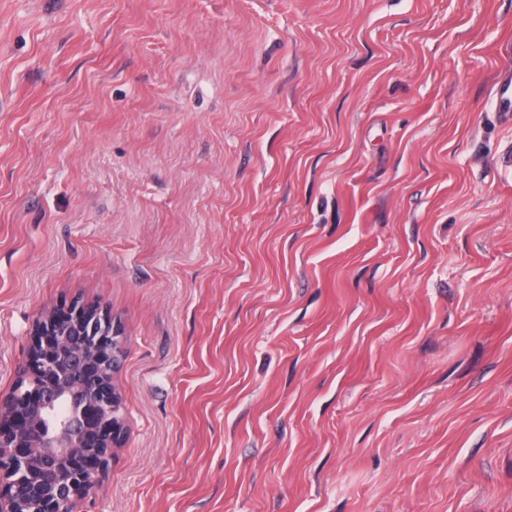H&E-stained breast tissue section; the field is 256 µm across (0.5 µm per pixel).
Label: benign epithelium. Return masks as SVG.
I'll return each mask as SVG.
<instances>
[{"instance_id":"7a95c632","label":"benign epithelium","mask_w":512,"mask_h":512,"mask_svg":"<svg viewBox=\"0 0 512 512\" xmlns=\"http://www.w3.org/2000/svg\"><path fill=\"white\" fill-rule=\"evenodd\" d=\"M32 336L23 382L0 404V512L23 490L39 512H66L120 447L123 420L104 412L118 392L95 365L122 359V333L106 311L72 303L40 315Z\"/></svg>"}]
</instances>
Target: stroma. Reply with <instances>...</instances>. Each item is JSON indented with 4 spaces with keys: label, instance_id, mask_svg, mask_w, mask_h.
Segmentation results:
<instances>
[{
    "label": "stroma",
    "instance_id": "stroma-1",
    "mask_svg": "<svg viewBox=\"0 0 512 512\" xmlns=\"http://www.w3.org/2000/svg\"><path fill=\"white\" fill-rule=\"evenodd\" d=\"M512 0H0V400L122 328L74 512H512Z\"/></svg>",
    "mask_w": 512,
    "mask_h": 512
}]
</instances>
